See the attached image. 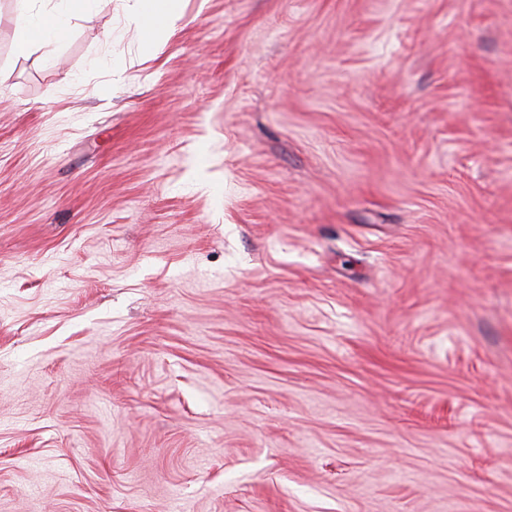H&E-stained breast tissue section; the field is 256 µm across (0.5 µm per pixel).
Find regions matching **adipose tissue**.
<instances>
[{
  "instance_id": "ef3b65f1",
  "label": "adipose tissue",
  "mask_w": 512,
  "mask_h": 512,
  "mask_svg": "<svg viewBox=\"0 0 512 512\" xmlns=\"http://www.w3.org/2000/svg\"><path fill=\"white\" fill-rule=\"evenodd\" d=\"M94 0H20L15 17L19 50L37 44L58 49L73 18L89 15ZM181 0H133L128 21L138 33L139 49L150 53L165 32L173 30L180 16Z\"/></svg>"
}]
</instances>
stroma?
Segmentation results:
<instances>
[{
    "label": "stroma",
    "instance_id": "35a3bbf8",
    "mask_svg": "<svg viewBox=\"0 0 512 512\" xmlns=\"http://www.w3.org/2000/svg\"><path fill=\"white\" fill-rule=\"evenodd\" d=\"M0 0V512H512V0ZM95 0H20L15 17V41L24 52L30 45L50 48L49 56L64 40L71 20L91 13ZM53 2H60L53 4ZM133 1L128 15L129 24L138 32L139 49L148 54L159 38L173 30L180 16V0H128Z\"/></svg>",
    "mask_w": 512,
    "mask_h": 512
}]
</instances>
